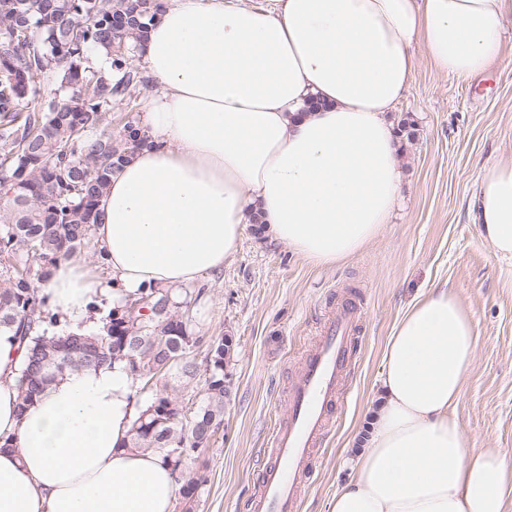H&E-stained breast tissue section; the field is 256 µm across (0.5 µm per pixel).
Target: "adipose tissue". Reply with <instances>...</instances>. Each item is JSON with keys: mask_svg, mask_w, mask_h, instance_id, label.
<instances>
[{"mask_svg": "<svg viewBox=\"0 0 512 512\" xmlns=\"http://www.w3.org/2000/svg\"><path fill=\"white\" fill-rule=\"evenodd\" d=\"M158 2L138 52L158 84L138 123L147 144L113 173L93 227L111 277L70 257L37 284L75 325L91 305L220 271L248 224L318 266L362 251L399 200L390 113L413 44L468 79L501 58L512 18V0ZM312 97L321 109H307ZM474 221L512 260V161L483 168ZM475 353L451 288L412 300L383 350L374 429L330 512H505L512 465L471 452L453 415ZM25 356L1 331L0 512H172L171 466L129 446L140 403L125 364L65 373L24 406Z\"/></svg>", "mask_w": 512, "mask_h": 512, "instance_id": "1", "label": "adipose tissue"}]
</instances>
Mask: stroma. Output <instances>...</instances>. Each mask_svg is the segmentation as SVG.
Segmentation results:
<instances>
[{"mask_svg":"<svg viewBox=\"0 0 512 512\" xmlns=\"http://www.w3.org/2000/svg\"><path fill=\"white\" fill-rule=\"evenodd\" d=\"M412 83L393 120L411 117L403 154L401 202L367 248L317 267L269 234L245 225L234 258L194 283L197 335L233 339L225 368L224 422L205 448L185 459L199 482L193 504L172 512H247L264 448L288 417V388L329 310L347 298L363 308L358 358L297 512H330L374 420L381 355L394 324L416 296L448 283L477 335L476 358L454 410L467 447L495 448L512 462V269L473 224L468 203L479 172L512 160V39L484 75L459 80L437 72L414 44Z\"/></svg>","mask_w":512,"mask_h":512,"instance_id":"stroma-1","label":"stroma"}]
</instances>
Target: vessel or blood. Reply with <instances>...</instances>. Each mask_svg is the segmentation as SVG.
I'll list each match as a JSON object with an SVG mask.
<instances>
[{"mask_svg": "<svg viewBox=\"0 0 512 512\" xmlns=\"http://www.w3.org/2000/svg\"><path fill=\"white\" fill-rule=\"evenodd\" d=\"M362 321L360 306L342 302L323 323L288 390V420L268 449V461L251 500V512H296L310 460L321 447L342 383L354 360Z\"/></svg>", "mask_w": 512, "mask_h": 512, "instance_id": "1", "label": "vessel or blood"}]
</instances>
